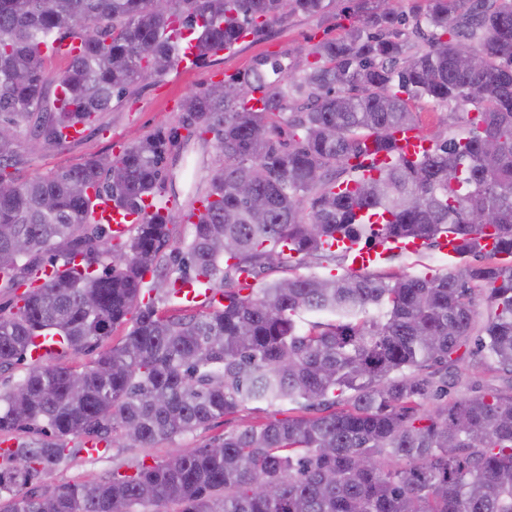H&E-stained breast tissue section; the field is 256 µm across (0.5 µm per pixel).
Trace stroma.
Segmentation results:
<instances>
[{
	"instance_id": "obj_1",
	"label": "stroma",
	"mask_w": 512,
	"mask_h": 512,
	"mask_svg": "<svg viewBox=\"0 0 512 512\" xmlns=\"http://www.w3.org/2000/svg\"><path fill=\"white\" fill-rule=\"evenodd\" d=\"M358 7V0H336L331 12L325 16H289L272 23L250 41L239 43L233 51L208 57L192 71L183 72L174 68L165 76L142 81L133 93L113 102L110 111L100 113L87 124L78 142L46 149L32 144L30 136H23V160L13 175L22 183L38 175L78 166L93 156L119 153L137 139L174 128L178 131L179 140L166 156L168 177L162 198L171 202L175 210L187 211L205 192L217 165L219 152L212 135H189L185 127L186 114L180 109L182 99L188 93L209 86L210 75L216 71L228 77L255 69L268 73L276 63L304 67L305 48L322 40L337 38L344 29L357 22ZM381 269L386 273L431 277L447 273L449 266L446 256L438 251L436 245L427 242L419 254L391 255ZM348 271L349 263L346 260H321L302 266L265 270L259 272L252 283L259 286L296 275L341 276ZM302 412L298 404L251 403L180 437L179 442L187 447L201 446L224 433ZM170 448V442L160 441L148 448H112L98 459L78 454L57 469L56 478L70 483L103 481L111 478L113 470H127L134 462L150 464L162 459Z\"/></svg>"
}]
</instances>
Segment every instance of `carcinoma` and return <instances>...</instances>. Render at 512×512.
I'll return each instance as SVG.
<instances>
[{
	"instance_id": "obj_1",
	"label": "carcinoma",
	"mask_w": 512,
	"mask_h": 512,
	"mask_svg": "<svg viewBox=\"0 0 512 512\" xmlns=\"http://www.w3.org/2000/svg\"><path fill=\"white\" fill-rule=\"evenodd\" d=\"M334 0H0V181L21 161L24 130L48 146L64 129L163 75L291 14L319 16ZM339 37L306 48L299 75L273 68L186 96L220 152L206 214L185 250L166 258L175 218H143L116 240L92 198L132 213L164 189L159 131L119 156L36 176L0 196V288L59 275L0 308V371L38 336L92 352L137 310L119 344L87 363L32 365L0 393V433L35 438L0 455V512H512V0H425L413 29L380 6ZM79 54L46 69L52 43ZM62 89L49 99L50 85ZM263 109L246 108L253 93ZM472 107L461 132L425 155H397L364 174L367 143L419 127L421 98ZM299 115L288 122L290 105ZM460 241L447 273L288 277L257 288L239 276L336 253V235ZM491 236L494 251L479 239ZM31 244L19 256L15 242ZM165 269L162 280L145 275ZM204 282L222 303L167 314L146 292L173 296ZM330 313L334 323L295 317ZM320 415L270 421L195 448H176L131 474L47 483L81 443L146 447L190 433L248 403H298Z\"/></svg>"
}]
</instances>
